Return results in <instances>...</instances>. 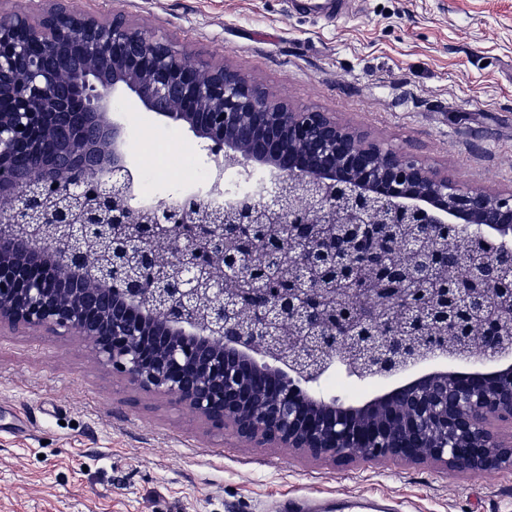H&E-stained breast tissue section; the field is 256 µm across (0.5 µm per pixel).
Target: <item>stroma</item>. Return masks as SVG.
I'll use <instances>...</instances> for the list:
<instances>
[{
    "label": "stroma",
    "mask_w": 512,
    "mask_h": 512,
    "mask_svg": "<svg viewBox=\"0 0 512 512\" xmlns=\"http://www.w3.org/2000/svg\"><path fill=\"white\" fill-rule=\"evenodd\" d=\"M64 7L123 17L193 63L237 72L296 110L408 150L462 185L512 191V0H0V15ZM143 196L172 163L207 172L187 129L115 96ZM384 498L393 512H512V468L340 464L257 447L166 395L129 385L79 334L0 326V512H275L286 498Z\"/></svg>",
    "instance_id": "35a3bbf8"
}]
</instances>
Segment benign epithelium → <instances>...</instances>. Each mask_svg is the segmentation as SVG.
<instances>
[{
    "label": "benign epithelium",
    "instance_id": "7a95c632",
    "mask_svg": "<svg viewBox=\"0 0 512 512\" xmlns=\"http://www.w3.org/2000/svg\"><path fill=\"white\" fill-rule=\"evenodd\" d=\"M202 140L206 189L139 195L111 97ZM23 129H18V126ZM270 171L224 201V169ZM0 323L85 337L112 374L210 428L344 462L512 466V192L469 188L414 153L370 143L155 32L56 10L0 18ZM283 271L257 273L246 229ZM410 224L406 261L388 225ZM467 241L459 288L448 239ZM387 383L356 403L329 373Z\"/></svg>",
    "mask_w": 512,
    "mask_h": 512
}]
</instances>
